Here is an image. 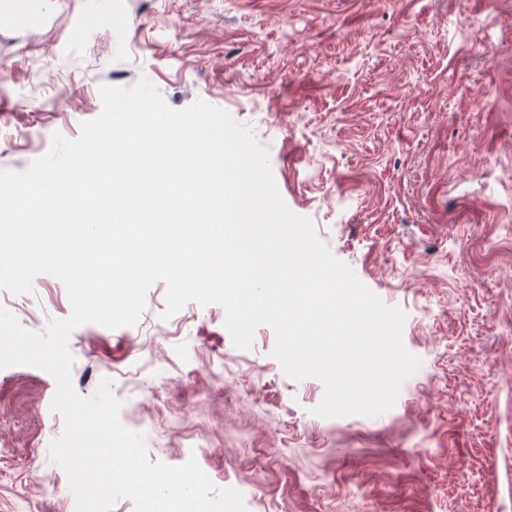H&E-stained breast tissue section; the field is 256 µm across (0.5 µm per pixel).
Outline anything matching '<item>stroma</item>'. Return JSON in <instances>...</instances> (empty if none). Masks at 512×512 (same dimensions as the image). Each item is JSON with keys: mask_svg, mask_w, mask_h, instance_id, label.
<instances>
[{"mask_svg": "<svg viewBox=\"0 0 512 512\" xmlns=\"http://www.w3.org/2000/svg\"><path fill=\"white\" fill-rule=\"evenodd\" d=\"M142 78L252 129L287 207L405 312L420 365L385 413L329 419L269 326L240 349L219 304L162 319L158 282L137 324L73 329L75 391L110 380L151 461L200 441L246 512H512V0H47L0 28V171L78 137L100 85ZM0 306L37 333L71 312L49 274ZM55 392L0 369V512H76Z\"/></svg>", "mask_w": 512, "mask_h": 512, "instance_id": "35a3bbf8", "label": "stroma"}]
</instances>
